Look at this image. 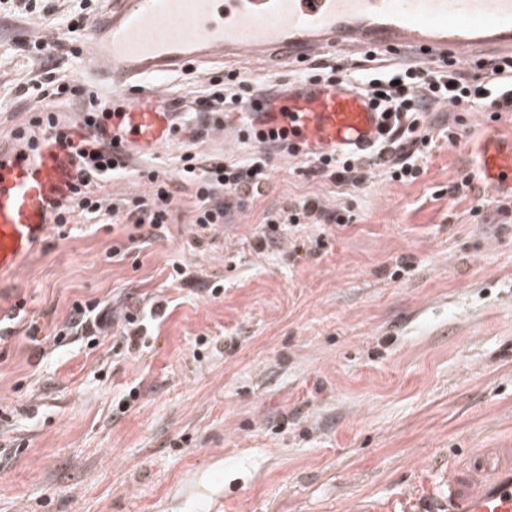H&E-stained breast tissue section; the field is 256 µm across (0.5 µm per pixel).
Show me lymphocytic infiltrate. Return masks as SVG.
Returning a JSON list of instances; mask_svg holds the SVG:
<instances>
[{"label":"lymphocytic infiltrate","instance_id":"obj_1","mask_svg":"<svg viewBox=\"0 0 512 512\" xmlns=\"http://www.w3.org/2000/svg\"><path fill=\"white\" fill-rule=\"evenodd\" d=\"M475 66L484 72L482 82L468 80L465 69L450 61L432 65L408 61L393 65L371 49L363 51L360 62L354 65L342 62L312 65L313 77H347L353 88L372 99L384 119L383 133L375 144L338 155L314 156L313 172L332 183L355 189L363 187L378 171L397 182H414L422 174L421 161L436 138L452 145L458 141L454 126L435 127L434 112L452 103L462 104L468 111L479 107L512 112V56L480 58ZM72 90V85L65 81L50 90L36 86L32 96L36 112L33 126L14 133L16 140L33 149L38 145V138L32 129L40 127L49 131L51 140L71 144L78 157L77 183L71 195L51 208L55 226L64 227L78 216L89 220L106 217L113 223L139 229L141 241L151 240L172 220L176 198L169 177L150 169L143 176L149 180L151 192L110 200L94 194V187L124 170L126 164L118 150V140H110L108 148L97 149L87 142L71 143L68 133L59 129L53 100ZM263 91V86L253 83L241 71L233 70L224 80L214 81L211 91L197 105L200 113L217 125L224 113L240 110L243 103ZM247 148V157L240 160L207 157L189 150L182 154L179 179L194 187V223L203 227L227 223L245 202L262 196L276 158L288 150V139L276 135L261 144L248 143ZM263 221L274 229L283 224H342L346 217L314 195L268 212ZM115 325L119 326L127 349H136L142 343L140 310H126L117 319L110 304L99 300L73 302L63 329L53 330L51 336L57 345L69 335L94 339L107 336Z\"/></svg>","mask_w":512,"mask_h":512}]
</instances>
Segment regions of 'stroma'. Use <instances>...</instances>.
<instances>
[{"label":"stroma","instance_id":"obj_1","mask_svg":"<svg viewBox=\"0 0 512 512\" xmlns=\"http://www.w3.org/2000/svg\"><path fill=\"white\" fill-rule=\"evenodd\" d=\"M83 1L94 25L106 0H50L46 20L0 9V143L27 125L35 81L82 85V53L59 49L50 66L26 45ZM224 73L162 82L181 136L106 193L149 191L137 171L175 173L189 147L246 157L196 112ZM488 125L511 135L512 112L464 113L458 144L436 142L412 183L354 189L282 156L264 196L210 229L192 224L194 189L179 184L172 224L120 260L108 251L126 225L48 227L0 275V309L25 300L46 334L77 299L169 309L135 354L116 336L0 342V512H417L449 484L512 468V223H492L494 197L452 192ZM312 194L350 220L293 225L258 250L263 216ZM177 263L207 291L169 281Z\"/></svg>","mask_w":512,"mask_h":512}]
</instances>
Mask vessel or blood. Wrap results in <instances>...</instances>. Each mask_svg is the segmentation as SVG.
I'll return each instance as SVG.
<instances>
[{
  "label": "vessel or blood",
  "mask_w": 512,
  "mask_h": 512,
  "mask_svg": "<svg viewBox=\"0 0 512 512\" xmlns=\"http://www.w3.org/2000/svg\"><path fill=\"white\" fill-rule=\"evenodd\" d=\"M488 40L512 52V0H112L88 37L85 88L111 84L119 94L113 129L123 143L154 151L173 143L177 131L176 106L153 80L204 61L231 62L248 51L301 67L327 51L363 49L461 61ZM244 111L260 131L287 130L297 156L366 147L382 123L373 102L343 76L290 83ZM468 152L474 188L512 196V135L485 134ZM75 177V157L59 143L0 149V272L16 268L45 235L51 203L70 194ZM445 508L512 512V469L467 491L449 489Z\"/></svg>",
  "instance_id": "1"
}]
</instances>
